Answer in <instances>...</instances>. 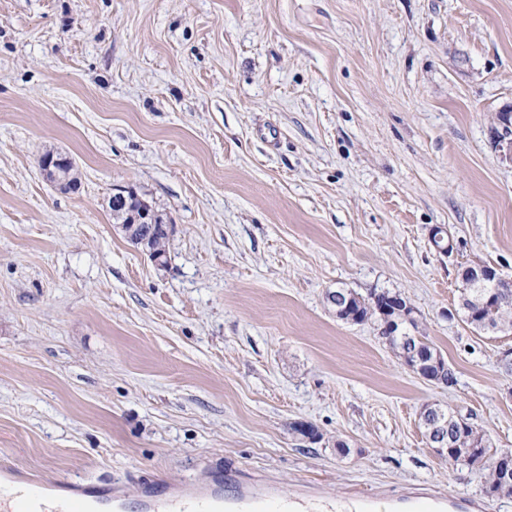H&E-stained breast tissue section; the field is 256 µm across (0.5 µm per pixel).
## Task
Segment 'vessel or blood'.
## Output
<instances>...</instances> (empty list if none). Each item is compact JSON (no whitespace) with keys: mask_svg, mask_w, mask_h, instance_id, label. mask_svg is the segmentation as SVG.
Here are the masks:
<instances>
[{"mask_svg":"<svg viewBox=\"0 0 512 512\" xmlns=\"http://www.w3.org/2000/svg\"><path fill=\"white\" fill-rule=\"evenodd\" d=\"M139 506L140 512H313L315 504L305 494L272 498L258 483L239 485L229 497L223 479L215 476L205 486L194 479L169 486L144 483ZM124 507L122 496L108 487L64 480L35 485L0 475V512H123Z\"/></svg>","mask_w":512,"mask_h":512,"instance_id":"vessel-or-blood-1","label":"vessel or blood"}]
</instances>
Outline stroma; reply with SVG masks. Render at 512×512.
<instances>
[{
	"label": "stroma",
	"instance_id": "1",
	"mask_svg": "<svg viewBox=\"0 0 512 512\" xmlns=\"http://www.w3.org/2000/svg\"><path fill=\"white\" fill-rule=\"evenodd\" d=\"M509 109L512 0H0V468L123 479L128 512L212 467L340 510L512 512L421 422L512 449V331L473 330L458 291L467 266L512 279ZM120 187L171 224L166 267L115 226ZM339 288L403 295L456 384L338 319ZM512 111L500 112L497 117L498 129L496 135L497 147L506 158L512 159ZM68 156L47 154L40 160V169L46 179L60 188L71 187L68 176L62 175V167L66 164Z\"/></svg>",
	"mask_w": 512,
	"mask_h": 512
}]
</instances>
